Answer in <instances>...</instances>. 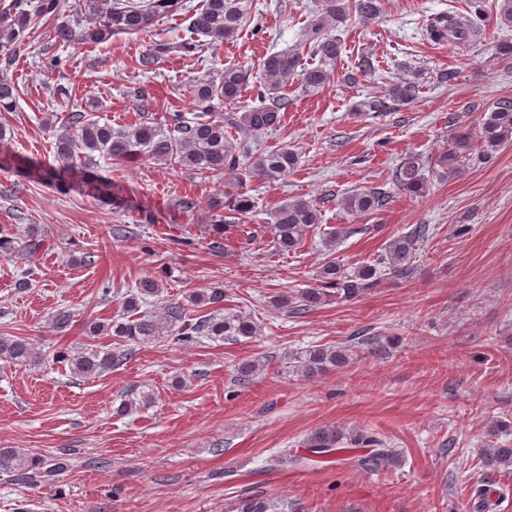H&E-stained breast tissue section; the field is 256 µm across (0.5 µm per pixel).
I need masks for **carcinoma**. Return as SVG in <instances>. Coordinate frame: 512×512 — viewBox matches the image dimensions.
I'll return each instance as SVG.
<instances>
[{"mask_svg":"<svg viewBox=\"0 0 512 512\" xmlns=\"http://www.w3.org/2000/svg\"><path fill=\"white\" fill-rule=\"evenodd\" d=\"M253 5V0H205L202 7L192 10L190 28L194 33L214 42L233 39ZM495 25L512 26V0H494ZM79 10L88 17V23L75 27L67 21L55 22L52 38L60 46H97L112 35L139 34L162 15L187 10L186 0H79ZM384 0H321L319 8L303 26L294 47L272 52L260 60L258 104L239 113L223 111L224 106L237 103L245 86L254 78V68L231 65L217 76L197 79L192 84L190 114L174 112L164 126L148 122L114 128L95 117L98 104L87 103L75 112L67 125L56 133L55 163L33 165L29 177L63 188L77 178V163L91 165L94 154L121 167L133 166L145 158L179 170L197 174H222L226 170H240L249 178L274 182L288 174L296 164V157L288 147L259 151L254 146L257 136L279 128L281 112L288 109V88L300 86L310 95L327 89L335 80L336 66L342 52L340 38L333 31L347 25L352 15L365 22L382 14ZM59 14L58 0H14L0 13V112H13L18 90L4 72L12 67L17 52L30 37L29 29L43 18ZM485 14L475 6V18L463 25L452 15L437 18L427 29L434 42L466 48L485 31ZM170 52L165 41H155L141 58V66L148 68ZM318 59V64L304 61L305 53ZM423 73L410 70L408 74L389 83L382 96H374L361 104L363 112H387L395 106L417 101L423 87ZM453 127L448 149L434 161L438 169L453 178L476 159H485L490 153L512 143V98H500L483 109L479 135L457 120L448 117ZM394 182L410 195H420L425 189L422 167L416 160H408L393 171ZM243 179L224 190V210L245 214L254 208L253 198L242 191ZM389 204V196L377 190L353 192L341 199L342 208L351 215L371 216ZM322 223L319 207L313 202L295 198L278 205L272 212L273 238L281 253L294 252L303 247L309 235ZM428 226L421 224L408 234L390 238L379 263L360 266L351 274L344 272L334 261L326 262L318 275L319 285L301 294L294 313H307L312 307L329 301L331 297L354 298L362 290L379 282L383 264L397 277L407 278L412 273L415 243L424 238ZM160 293L159 282L153 278L139 281L136 291L126 300L132 311L139 309V301ZM224 291L214 289L209 294L193 293L189 303L195 307L210 305L213 310L190 317L183 305L169 304L164 313L146 312L126 322H112L113 335L123 339L114 349L74 354L60 350L56 359L66 362L74 374L91 377L127 363L133 349L127 342L144 344L165 338L190 346L201 338L239 341L259 335L257 324L248 316L224 313L221 304ZM351 348L347 346L316 345L298 357L297 369L306 378H315L331 369L348 366ZM40 353L22 336H0V361L7 364L35 365ZM304 450L321 452L323 459L346 454L344 461L365 472L375 473L384 468L399 467L402 458L387 442L371 432L348 435L339 429H324L312 435ZM44 461L34 455L13 448L0 449V473L10 475L21 484L36 481L42 474ZM482 471L488 475L512 477V445L495 444L482 454ZM287 500L251 498L241 501L238 512H288Z\"/></svg>","mask_w":512,"mask_h":512,"instance_id":"obj_1","label":"carcinoma"}]
</instances>
